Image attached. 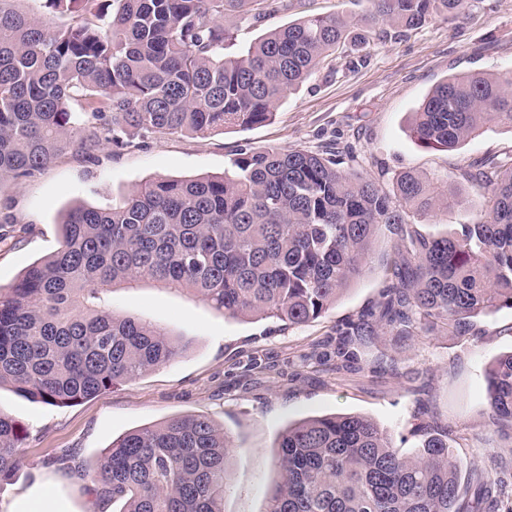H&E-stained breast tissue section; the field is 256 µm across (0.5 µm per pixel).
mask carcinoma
I'll list each match as a JSON object with an SVG mask.
<instances>
[{
	"label": "carcinoma",
	"mask_w": 512,
	"mask_h": 512,
	"mask_svg": "<svg viewBox=\"0 0 512 512\" xmlns=\"http://www.w3.org/2000/svg\"><path fill=\"white\" fill-rule=\"evenodd\" d=\"M0 0V183L45 170L72 148L93 160L137 137L205 136L267 123L288 94L339 48L369 53L471 0H369L359 20L312 17L277 26L224 56L239 20L262 22L284 0H49L97 22L49 26ZM83 99L86 112L71 110ZM512 127V70L451 75L413 112L422 144L453 151L491 124ZM492 188L480 217L440 236L414 215L459 201L453 183L404 172L393 194L318 154L240 150L222 175L157 176L106 207L66 212L61 247L0 294V384L69 406L178 357L164 327L112 311L116 287L154 283L200 297L226 318L302 325L325 314L366 272L381 225L398 242L380 319L336 328L349 345L386 330L465 336L474 318L512 308V156L463 172ZM493 422L512 429V352L485 372ZM413 455L360 415L288 426L264 512H499L483 476L462 483L448 433L417 429ZM26 433L0 413V486L20 466ZM231 444L204 416L132 431L86 468L88 491L120 512H224Z\"/></svg>",
	"instance_id": "1"
}]
</instances>
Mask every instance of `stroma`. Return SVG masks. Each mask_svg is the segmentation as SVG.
Instances as JSON below:
<instances>
[{"label":"stroma","mask_w":512,"mask_h":512,"mask_svg":"<svg viewBox=\"0 0 512 512\" xmlns=\"http://www.w3.org/2000/svg\"><path fill=\"white\" fill-rule=\"evenodd\" d=\"M367 0H288L275 18L239 23L224 45L238 54L274 27L313 15L360 18ZM512 69V0H474L466 19H435L398 39L378 43L364 63L345 68L326 61L265 124L206 137L151 136L89 161L76 151L40 174L0 185L19 230L0 245V286L6 287L61 242L60 221L72 203L105 206L153 176L220 175L239 149L278 148L334 157L392 190L397 176L418 170L457 182L460 203L432 216H414L425 234L472 223L489 189L462 180L469 165L512 154V128L490 125L461 149L442 151L418 142L409 114L451 74ZM394 239L380 227L365 275L321 317L300 326L270 319H231L199 298L154 284L113 289L114 311L141 317L182 335L189 348L174 361L71 406H51L0 386V412L27 431L23 465L0 486V512L36 477L75 476L67 487L74 512H98L88 493L87 463L128 432L175 417L203 415L223 425L232 445L224 512H262L278 479V437L288 424L325 415L358 414L410 453L415 425L435 421L448 430L462 476L479 473L502 490L512 508V434L489 420L485 370L512 351V308L480 316L456 336L379 335L355 344L354 360L338 353L336 327L365 311H380Z\"/></svg>","instance_id":"stroma-1"}]
</instances>
